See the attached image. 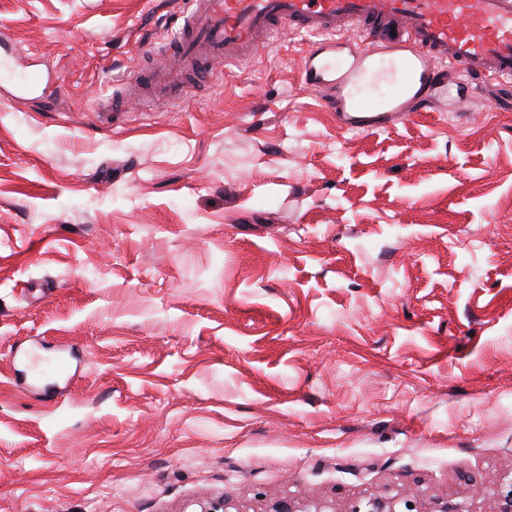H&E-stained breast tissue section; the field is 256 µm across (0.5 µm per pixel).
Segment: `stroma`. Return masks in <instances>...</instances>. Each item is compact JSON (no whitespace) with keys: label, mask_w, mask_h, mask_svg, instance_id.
<instances>
[{"label":"stroma","mask_w":512,"mask_h":512,"mask_svg":"<svg viewBox=\"0 0 512 512\" xmlns=\"http://www.w3.org/2000/svg\"><path fill=\"white\" fill-rule=\"evenodd\" d=\"M181 0H0V512H197L512 471V83L337 126L281 34L103 104Z\"/></svg>","instance_id":"stroma-1"}]
</instances>
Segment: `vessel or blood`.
I'll use <instances>...</instances> for the list:
<instances>
[{
    "mask_svg": "<svg viewBox=\"0 0 512 512\" xmlns=\"http://www.w3.org/2000/svg\"><path fill=\"white\" fill-rule=\"evenodd\" d=\"M285 30L313 38L304 81L349 128L402 120L453 77L512 82V0H188L166 48L229 71Z\"/></svg>",
    "mask_w": 512,
    "mask_h": 512,
    "instance_id": "1",
    "label": "vessel or blood"
}]
</instances>
